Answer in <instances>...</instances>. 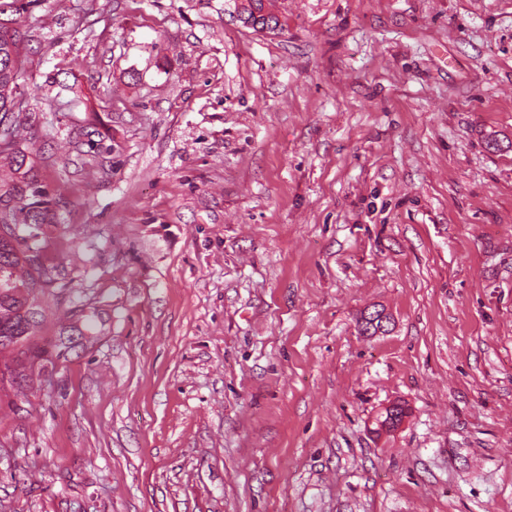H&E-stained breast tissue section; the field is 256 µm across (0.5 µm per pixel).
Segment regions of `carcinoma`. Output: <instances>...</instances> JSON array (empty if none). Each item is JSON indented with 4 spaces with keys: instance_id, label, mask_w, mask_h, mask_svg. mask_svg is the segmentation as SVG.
Masks as SVG:
<instances>
[{
    "instance_id": "cac0c4a2",
    "label": "carcinoma",
    "mask_w": 512,
    "mask_h": 512,
    "mask_svg": "<svg viewBox=\"0 0 512 512\" xmlns=\"http://www.w3.org/2000/svg\"><path fill=\"white\" fill-rule=\"evenodd\" d=\"M32 0H0V17L21 15ZM23 43L19 32L0 21V125L12 150H0L8 173L0 175V225L16 232L0 237V383L29 390L35 387L50 357L66 358L71 337L92 348L104 323L93 308L70 315L69 325L58 331L59 340L41 333L47 300L59 287L55 267L41 255L44 225L56 223V202L38 179L34 161L23 145L25 137L14 116Z\"/></svg>"
}]
</instances>
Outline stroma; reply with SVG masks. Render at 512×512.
<instances>
[{
    "label": "stroma",
    "mask_w": 512,
    "mask_h": 512,
    "mask_svg": "<svg viewBox=\"0 0 512 512\" xmlns=\"http://www.w3.org/2000/svg\"><path fill=\"white\" fill-rule=\"evenodd\" d=\"M269 7L20 16L51 307L105 330L0 390V512H512V0Z\"/></svg>",
    "instance_id": "35a3bbf8"
}]
</instances>
